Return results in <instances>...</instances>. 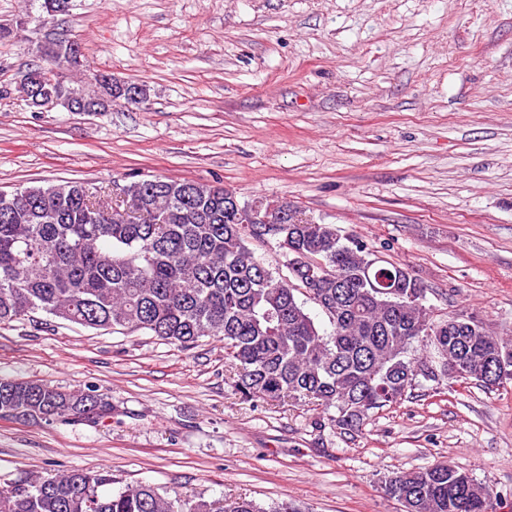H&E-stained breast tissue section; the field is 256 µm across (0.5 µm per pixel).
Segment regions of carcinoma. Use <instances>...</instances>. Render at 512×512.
<instances>
[{"instance_id": "carcinoma-1", "label": "carcinoma", "mask_w": 512, "mask_h": 512, "mask_svg": "<svg viewBox=\"0 0 512 512\" xmlns=\"http://www.w3.org/2000/svg\"><path fill=\"white\" fill-rule=\"evenodd\" d=\"M42 64L20 85L32 106L48 97L103 112L115 102L139 104L146 87L94 74V89L53 71L79 65L68 40L36 46ZM112 198L78 181L33 185L0 196V324L46 314L94 330L148 332L188 350L203 337L224 340L233 387L247 401L290 402L322 409L327 424L352 432L370 412L402 399L419 369L440 358L442 373L487 388L494 361L512 366V339L490 335L471 317L434 320L426 288L411 272L375 287L373 246L343 242L332 224L314 220L247 223V205L221 186L162 177L125 185ZM273 239L283 258L322 263L333 275L315 289L332 327L324 333L297 293L302 279L258 261L252 240ZM95 387L65 390L38 381H0V419L70 423L112 417ZM108 474L62 469L0 488V512H301L283 500L265 510L243 497L221 501L159 492L149 484L103 490ZM383 490L405 512H496V494L447 463L401 471Z\"/></svg>"}]
</instances>
